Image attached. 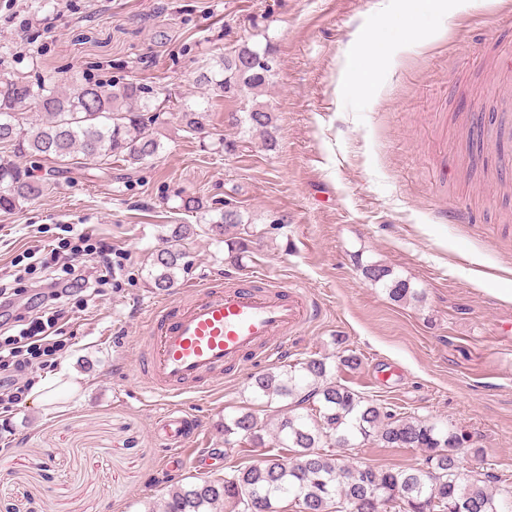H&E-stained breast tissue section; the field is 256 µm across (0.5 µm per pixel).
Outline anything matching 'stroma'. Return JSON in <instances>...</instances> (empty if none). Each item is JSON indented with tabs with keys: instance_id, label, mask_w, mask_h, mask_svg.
I'll list each match as a JSON object with an SVG mask.
<instances>
[{
	"instance_id": "obj_1",
	"label": "stroma",
	"mask_w": 512,
	"mask_h": 512,
	"mask_svg": "<svg viewBox=\"0 0 512 512\" xmlns=\"http://www.w3.org/2000/svg\"><path fill=\"white\" fill-rule=\"evenodd\" d=\"M372 36L381 53L361 58ZM245 43L276 50L264 98L278 117L274 152L228 126L232 99L211 100L204 129L180 128L177 101L206 94L202 68ZM507 56L512 0H0V73L68 87L121 76L172 99L157 159L133 171L120 160L72 166L50 194L0 212V284L18 282L17 304L43 276L27 267L31 247L84 232L126 255L67 326L57 366L37 373L78 376L77 389L0 414V512H147L173 484L261 461L272 438L226 453L221 469L166 473L156 414L132 377L146 309L188 280L247 273L300 286L321 309L282 364L356 351L361 367L335 371L337 381L462 430L484 467L512 480V171H498L493 148L471 146L465 124L473 107L490 112L512 95ZM364 64L369 97L346 90ZM223 137L238 151H218ZM185 194L216 209L232 198L255 221L250 253L227 260L198 215L180 211ZM457 205L470 223L439 219ZM173 224L196 230L185 243L191 268L161 292L149 271ZM361 262L389 266L422 301H391ZM262 370L246 365L183 401L199 426L189 454L225 452V416L262 413L249 389ZM346 456L379 469L422 462L416 449L374 442Z\"/></svg>"
}]
</instances>
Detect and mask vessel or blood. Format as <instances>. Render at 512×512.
<instances>
[{
  "mask_svg": "<svg viewBox=\"0 0 512 512\" xmlns=\"http://www.w3.org/2000/svg\"><path fill=\"white\" fill-rule=\"evenodd\" d=\"M468 132L492 134L502 167L512 169V112L486 125L472 112ZM320 313L298 290L270 278L235 277L228 286L187 284L181 298L152 307L136 343L135 378L150 403L168 402L156 421L171 472L187 464L184 446L197 435L194 416L174 407L175 399L202 393L253 362L278 360L290 336Z\"/></svg>",
  "mask_w": 512,
  "mask_h": 512,
  "instance_id": "1",
  "label": "vessel or blood"
}]
</instances>
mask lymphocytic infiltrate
I'll list each match as a JSON object with an SVG mask.
<instances>
[{"label": "lymphocytic infiltrate", "instance_id": "f902f5d3", "mask_svg": "<svg viewBox=\"0 0 512 512\" xmlns=\"http://www.w3.org/2000/svg\"><path fill=\"white\" fill-rule=\"evenodd\" d=\"M76 240L67 252L54 245L29 251V259L44 277L24 313L14 311L16 289H0L1 410L10 412L23 404L35 383L34 372L54 367L67 351L70 298H94L112 278L116 263L111 248L85 233L77 234ZM81 255L97 256L98 261L87 269L75 267Z\"/></svg>", "mask_w": 512, "mask_h": 512}]
</instances>
